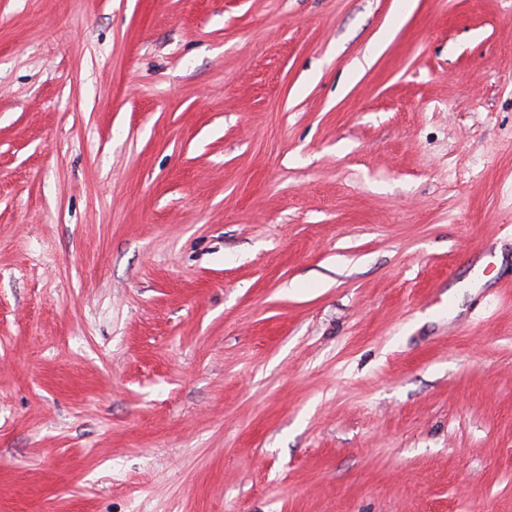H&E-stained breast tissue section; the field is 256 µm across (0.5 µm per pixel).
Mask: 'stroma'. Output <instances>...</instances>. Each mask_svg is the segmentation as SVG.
Returning a JSON list of instances; mask_svg holds the SVG:
<instances>
[{"mask_svg":"<svg viewBox=\"0 0 512 512\" xmlns=\"http://www.w3.org/2000/svg\"><path fill=\"white\" fill-rule=\"evenodd\" d=\"M0 512H512V0H0Z\"/></svg>","mask_w":512,"mask_h":512,"instance_id":"35a3bbf8","label":"stroma"}]
</instances>
